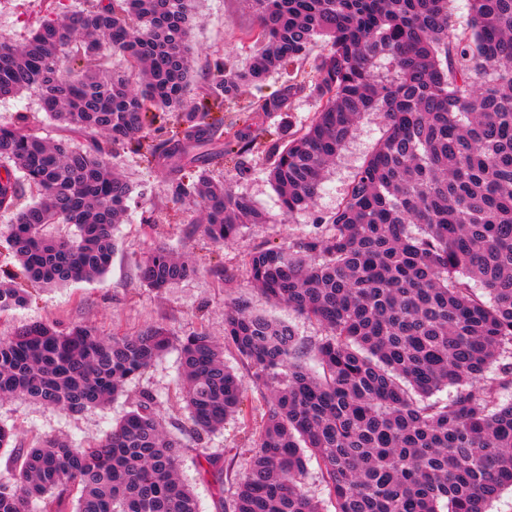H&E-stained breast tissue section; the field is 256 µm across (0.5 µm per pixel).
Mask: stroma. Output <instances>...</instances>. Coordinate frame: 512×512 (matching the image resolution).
<instances>
[{
    "label": "stroma",
    "mask_w": 512,
    "mask_h": 512,
    "mask_svg": "<svg viewBox=\"0 0 512 512\" xmlns=\"http://www.w3.org/2000/svg\"><path fill=\"white\" fill-rule=\"evenodd\" d=\"M191 33L198 72L221 60L232 68L245 67L254 50L247 32L255 25L249 0H196ZM46 13V0H0V38L22 43L35 22ZM24 123L42 136L58 139L65 131L40 109L37 93L0 99V124ZM382 131L379 115L364 116L353 137L330 165L323 189L313 207L282 216L276 191L266 171L271 160L264 138H257L249 156L252 171L236 175L232 162L214 167V179L229 182L251 197L271 221L244 226L232 241L217 247L198 228V211L172 204L165 192V174L145 167L130 149L118 147L112 161L133 187L124 224L118 226V251L109 271L93 281L57 288H35L25 307L0 314V337L21 325L49 320L59 328L90 325L101 335H133L160 324L179 339L205 331L215 341L224 339V311L231 303L246 301L251 310L290 323L302 342L313 344L322 327L283 305L268 302L255 288L245 265L248 253L269 245H285L310 229L317 215L335 211L355 172L374 149ZM152 224H144V217ZM166 245L197 269L196 275L154 291L141 285L137 261L153 246ZM180 355L171 347L151 368L127 386L112 402L71 414L24 398L0 399V424L15 431V444L30 447L40 436L56 435L79 444L102 436L137 400L140 391L156 397L155 408L166 425L186 424L187 412L177 402ZM242 411L225 421L221 431L202 439L184 437L181 478L193 490L199 512H233L239 479L253 455V442L267 414L260 390L247 386ZM219 455L224 467V493L216 495L198 473L201 452Z\"/></svg>",
    "instance_id": "35a3bbf8"
}]
</instances>
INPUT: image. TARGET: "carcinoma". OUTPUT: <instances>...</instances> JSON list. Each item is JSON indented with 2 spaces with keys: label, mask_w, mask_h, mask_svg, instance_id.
Wrapping results in <instances>:
<instances>
[{
  "label": "carcinoma",
  "mask_w": 512,
  "mask_h": 512,
  "mask_svg": "<svg viewBox=\"0 0 512 512\" xmlns=\"http://www.w3.org/2000/svg\"><path fill=\"white\" fill-rule=\"evenodd\" d=\"M22 45L0 41V98L38 91L72 136L51 140L0 126V210H16L4 235L16 271L0 278V312L24 306L33 286L104 275L132 186L112 168V148H142L162 112L175 131L147 146L166 171L167 197L198 203L217 246L270 218L247 195L215 182L208 151L237 157L255 136L224 126V103L244 85L283 75L253 108L263 123L305 96L308 123L267 142L268 177L282 211L311 207L359 120L382 117V135L345 197L286 246L247 255L270 301L319 323L324 336L302 359L291 325L233 303L224 342L250 364L269 410L240 481L234 512H321L302 491L319 459L336 512H488L512 489V0H251L255 50L233 70L216 60L196 84L194 0H60ZM126 67L105 72L102 49ZM310 65L312 77L298 79ZM103 135L104 140L96 139ZM22 177H16V173ZM62 224L65 236L46 229ZM196 273L165 246L138 262L140 283L161 290ZM168 330L102 336L76 325L21 326L0 339V397L78 413L111 401L171 346ZM180 395L196 439L240 413L244 385L205 332L180 341ZM501 363L495 377L487 368ZM457 387L446 401L433 399ZM149 391L106 436L76 445L46 437L11 450L0 512H198L179 478L182 440L166 430ZM200 475L221 494L220 458Z\"/></svg>",
  "instance_id": "cac0c4a2"
}]
</instances>
